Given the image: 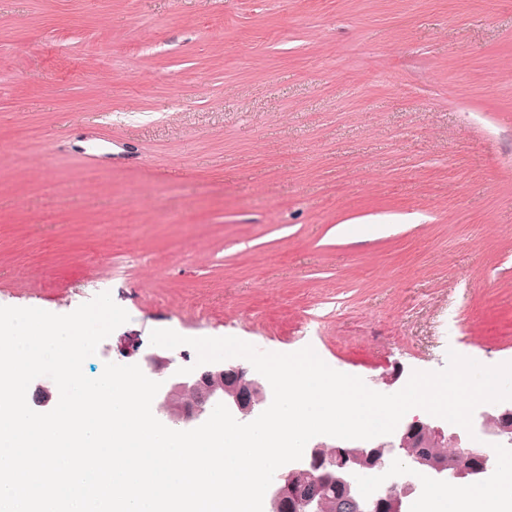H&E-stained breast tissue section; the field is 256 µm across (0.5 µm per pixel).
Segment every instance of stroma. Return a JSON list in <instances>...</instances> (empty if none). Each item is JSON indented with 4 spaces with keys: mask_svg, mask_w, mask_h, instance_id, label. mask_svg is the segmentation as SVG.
<instances>
[{
    "mask_svg": "<svg viewBox=\"0 0 512 512\" xmlns=\"http://www.w3.org/2000/svg\"><path fill=\"white\" fill-rule=\"evenodd\" d=\"M512 362V0H0V306ZM140 346L117 352L118 337Z\"/></svg>",
    "mask_w": 512,
    "mask_h": 512,
    "instance_id": "obj_1",
    "label": "stroma"
}]
</instances>
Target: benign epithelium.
Here are the masks:
<instances>
[{
	"mask_svg": "<svg viewBox=\"0 0 512 512\" xmlns=\"http://www.w3.org/2000/svg\"><path fill=\"white\" fill-rule=\"evenodd\" d=\"M142 371L162 383L152 405L154 416L165 426L178 431L203 424L214 407L224 404L242 423L253 421L269 407L273 394L269 382L257 371L226 361L204 364L189 374L176 357L152 352L140 361ZM426 433L443 443L451 460L437 462L422 455L403 454L412 436ZM495 445L500 459L512 457V402L494 405V412L480 411L473 422V434L460 433L447 423L417 416L402 419L395 431L371 443L327 446L317 443L304 450L302 459L278 469L263 500V512H286L288 498L298 493L300 480L313 470L328 486L344 490L358 512H375L384 504L387 512H407L409 501L419 490L420 475L438 485L482 486L491 464L474 448V437ZM381 474L379 497H366L364 477Z\"/></svg>",
	"mask_w": 512,
	"mask_h": 512,
	"instance_id": "obj_1",
	"label": "benign epithelium"
}]
</instances>
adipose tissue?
<instances>
[{"instance_id": "adipose-tissue-1", "label": "adipose tissue", "mask_w": 512, "mask_h": 512, "mask_svg": "<svg viewBox=\"0 0 512 512\" xmlns=\"http://www.w3.org/2000/svg\"><path fill=\"white\" fill-rule=\"evenodd\" d=\"M436 512H512V466L499 468L492 484L453 487L435 501Z\"/></svg>"}]
</instances>
